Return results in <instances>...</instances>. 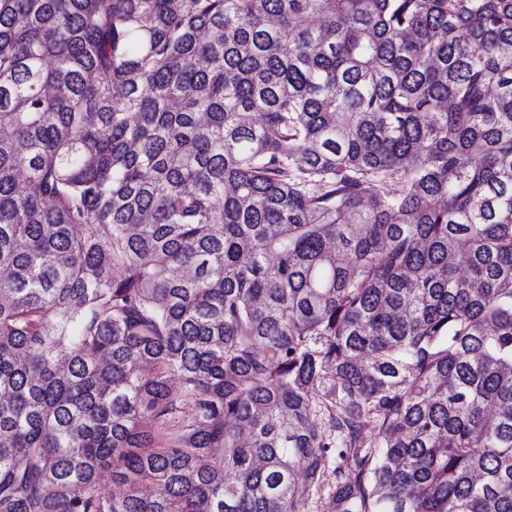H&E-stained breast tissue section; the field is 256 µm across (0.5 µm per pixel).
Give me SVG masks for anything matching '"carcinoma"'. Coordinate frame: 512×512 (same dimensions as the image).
<instances>
[{"instance_id":"1","label":"carcinoma","mask_w":512,"mask_h":512,"mask_svg":"<svg viewBox=\"0 0 512 512\" xmlns=\"http://www.w3.org/2000/svg\"><path fill=\"white\" fill-rule=\"evenodd\" d=\"M307 502L512 512V0H0V512Z\"/></svg>"}]
</instances>
